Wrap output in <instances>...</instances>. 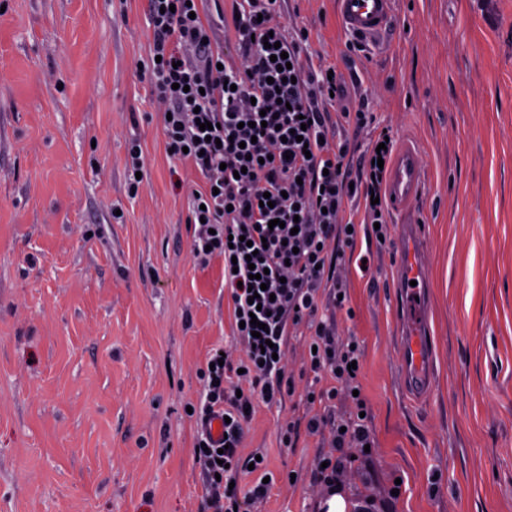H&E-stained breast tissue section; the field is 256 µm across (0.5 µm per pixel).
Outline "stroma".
Here are the masks:
<instances>
[{
    "mask_svg": "<svg viewBox=\"0 0 512 512\" xmlns=\"http://www.w3.org/2000/svg\"><path fill=\"white\" fill-rule=\"evenodd\" d=\"M147 0H0V512H198L187 415L230 334L224 261L191 254L189 192L140 69ZM311 47L427 171L433 391L403 388L395 246L362 227L340 338L376 442L338 474L369 512H512V0H397L350 53L336 0H303ZM139 143L143 180L126 167ZM369 256V270L359 259ZM294 404L260 406L246 449L275 477L262 512H319L321 437L281 447ZM295 472L296 484L286 475Z\"/></svg>",
    "mask_w": 512,
    "mask_h": 512,
    "instance_id": "1",
    "label": "stroma"
}]
</instances>
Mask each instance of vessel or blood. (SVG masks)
Wrapping results in <instances>:
<instances>
[{
  "label": "vessel or blood",
  "instance_id": "1",
  "mask_svg": "<svg viewBox=\"0 0 512 512\" xmlns=\"http://www.w3.org/2000/svg\"><path fill=\"white\" fill-rule=\"evenodd\" d=\"M344 30L352 36L376 39L392 27L396 0H336ZM427 173L419 148L404 144L397 150L387 176V195L396 211H404L426 185ZM400 304L407 331L399 342L400 367L407 393L422 399L433 388L431 336L427 310L425 234L418 224L398 228Z\"/></svg>",
  "mask_w": 512,
  "mask_h": 512
}]
</instances>
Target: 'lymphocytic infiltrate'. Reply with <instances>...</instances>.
I'll list each match as a JSON object with an SVG mask.
<instances>
[{
  "label": "lymphocytic infiltrate",
  "mask_w": 512,
  "mask_h": 512,
  "mask_svg": "<svg viewBox=\"0 0 512 512\" xmlns=\"http://www.w3.org/2000/svg\"><path fill=\"white\" fill-rule=\"evenodd\" d=\"M147 0L150 54L143 64L173 158L204 178L191 193V253L199 264L224 260L231 345L212 349L204 388L192 406L194 458L204 476L199 512H259L268 495V463L243 454L244 429L259 405L299 394L301 413L281 426L279 443L328 432L335 448L314 483L335 490L353 454L373 444L359 395L361 347L336 340L343 310L346 253L362 224L389 234L386 170L395 143L364 101H353L341 73L310 50L299 0ZM287 52L289 68L271 62L265 37ZM210 122L201 131L199 122ZM369 136L357 150L349 131ZM280 220L269 228L271 220ZM256 303H249V295ZM266 324L253 336L255 323ZM303 339L302 375L287 370V347ZM272 351H262L263 341ZM349 413L336 412L338 398ZM225 418L222 438L211 420Z\"/></svg>",
  "instance_id": "lymphocytic-infiltrate-1"
}]
</instances>
